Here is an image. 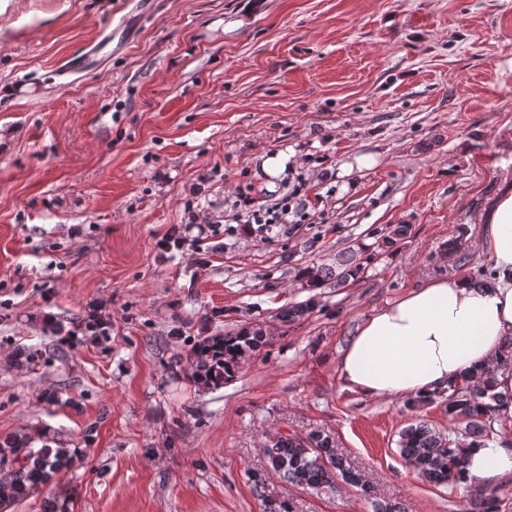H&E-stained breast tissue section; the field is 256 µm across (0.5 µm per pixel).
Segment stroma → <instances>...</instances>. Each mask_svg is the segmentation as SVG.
I'll use <instances>...</instances> for the list:
<instances>
[{"label":"stroma","mask_w":512,"mask_h":512,"mask_svg":"<svg viewBox=\"0 0 512 512\" xmlns=\"http://www.w3.org/2000/svg\"><path fill=\"white\" fill-rule=\"evenodd\" d=\"M281 151L309 223L265 241L224 224L234 187L283 195L262 169ZM362 153L377 165L352 168ZM511 183L512 0H0V440L73 457L9 512H372L344 483L256 491L268 436L311 432L400 512H468L397 449L415 419L447 431L444 408L350 391L337 359L424 279L491 270L477 218ZM189 200L214 232L161 253ZM393 224L410 236L379 249ZM362 246L360 281L302 287ZM255 324L273 339L234 380L192 382L195 342Z\"/></svg>","instance_id":"35a3bbf8"}]
</instances>
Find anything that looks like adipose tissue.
Here are the masks:
<instances>
[{"label":"adipose tissue","mask_w":512,"mask_h":512,"mask_svg":"<svg viewBox=\"0 0 512 512\" xmlns=\"http://www.w3.org/2000/svg\"><path fill=\"white\" fill-rule=\"evenodd\" d=\"M486 280L435 278L367 317L338 360L348 390L374 398L420 396L486 367L512 338V191L480 215ZM468 476L483 484L512 473V448L472 446Z\"/></svg>","instance_id":"1"}]
</instances>
